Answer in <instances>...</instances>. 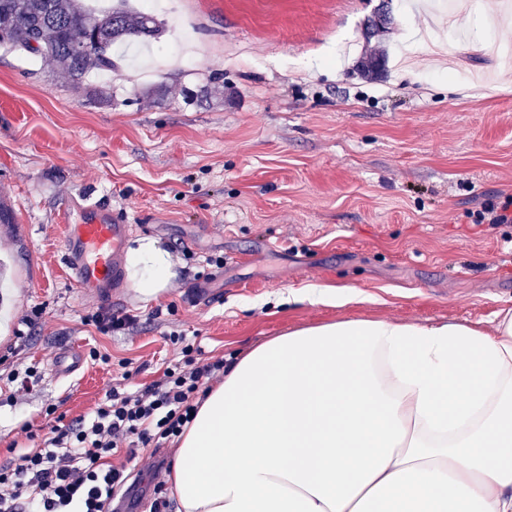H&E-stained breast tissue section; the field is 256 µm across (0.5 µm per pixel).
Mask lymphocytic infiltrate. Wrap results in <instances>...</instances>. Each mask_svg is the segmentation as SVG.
Returning <instances> with one entry per match:
<instances>
[{
  "instance_id": "lymphocytic-infiltrate-1",
  "label": "lymphocytic infiltrate",
  "mask_w": 512,
  "mask_h": 512,
  "mask_svg": "<svg viewBox=\"0 0 512 512\" xmlns=\"http://www.w3.org/2000/svg\"><path fill=\"white\" fill-rule=\"evenodd\" d=\"M180 356L160 377L135 390L112 389L88 415L55 423L32 448L0 461V512H112L136 483L133 463L144 448L160 449L194 419L202 388L224 379L222 358L179 337Z\"/></svg>"
}]
</instances>
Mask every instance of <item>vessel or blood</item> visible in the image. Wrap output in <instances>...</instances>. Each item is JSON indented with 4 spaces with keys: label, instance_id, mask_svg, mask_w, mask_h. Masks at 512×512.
I'll return each mask as SVG.
<instances>
[{
    "label": "vessel or blood",
    "instance_id": "b4317fda",
    "mask_svg": "<svg viewBox=\"0 0 512 512\" xmlns=\"http://www.w3.org/2000/svg\"><path fill=\"white\" fill-rule=\"evenodd\" d=\"M62 252L71 283L94 284L102 298L124 287L123 254L131 230L125 215L89 198L63 213Z\"/></svg>",
    "mask_w": 512,
    "mask_h": 512
}]
</instances>
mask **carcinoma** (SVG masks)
Here are the masks:
<instances>
[{
	"label": "carcinoma",
	"instance_id": "cac0c4a2",
	"mask_svg": "<svg viewBox=\"0 0 512 512\" xmlns=\"http://www.w3.org/2000/svg\"><path fill=\"white\" fill-rule=\"evenodd\" d=\"M117 2L96 12L84 0H0V46L51 61L56 77L79 86L91 70L116 66L114 44L157 40L165 32L155 15L131 11L128 0Z\"/></svg>",
	"mask_w": 512,
	"mask_h": 512
}]
</instances>
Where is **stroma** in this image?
Wrapping results in <instances>:
<instances>
[{
	"instance_id": "1",
	"label": "stroma",
	"mask_w": 512,
	"mask_h": 512,
	"mask_svg": "<svg viewBox=\"0 0 512 512\" xmlns=\"http://www.w3.org/2000/svg\"><path fill=\"white\" fill-rule=\"evenodd\" d=\"M163 36L132 49L103 85L111 106L56 81L48 60L0 47V353L40 378L0 403V458L26 446L19 427L73 419L112 385L150 384L173 358L171 335L203 358L230 357L290 330L341 320L461 322L490 329L512 308V224L474 223L512 191V15L480 28L436 0H171ZM389 11L387 32L369 20ZM470 27L460 63L415 47L448 24ZM381 50L388 70L361 74ZM165 86L167 100L146 99ZM214 89L201 99V86ZM126 213L127 244L152 238L175 266L165 290L135 286L109 302L73 286L57 227L80 195ZM345 287L343 306L305 299ZM137 316L104 334L84 319L101 305ZM41 309L38 324L24 317ZM108 351L54 379L66 346Z\"/></svg>"
}]
</instances>
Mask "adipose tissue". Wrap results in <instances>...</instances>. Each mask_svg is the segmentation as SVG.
<instances>
[{
	"instance_id": "1",
	"label": "adipose tissue",
	"mask_w": 512,
	"mask_h": 512,
	"mask_svg": "<svg viewBox=\"0 0 512 512\" xmlns=\"http://www.w3.org/2000/svg\"><path fill=\"white\" fill-rule=\"evenodd\" d=\"M160 294L169 253L126 256ZM175 512H512V308L491 330L346 320L253 347L177 441Z\"/></svg>"
}]
</instances>
